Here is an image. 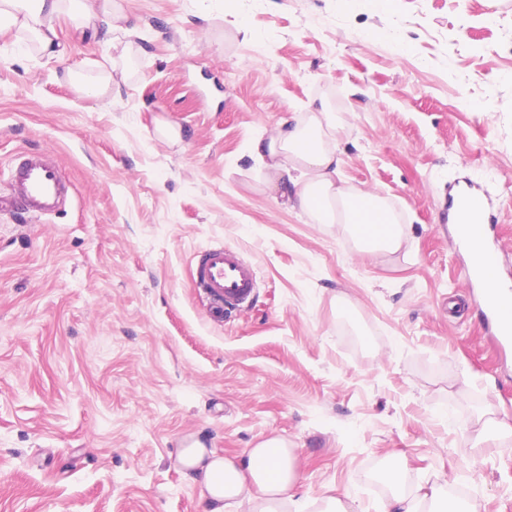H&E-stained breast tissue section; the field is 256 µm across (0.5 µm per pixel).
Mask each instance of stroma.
Here are the masks:
<instances>
[{
	"label": "stroma",
	"instance_id": "obj_1",
	"mask_svg": "<svg viewBox=\"0 0 512 512\" xmlns=\"http://www.w3.org/2000/svg\"><path fill=\"white\" fill-rule=\"evenodd\" d=\"M121 2L108 44L62 14L53 59L0 31V192L23 149L72 184L58 214L0 213V512H208L176 465L191 434L230 457L280 439L281 512H377L396 457L404 492L512 512L490 427L512 421V351L448 222L449 186L479 184L512 286V0ZM111 63L130 78L78 90ZM320 104L341 180L386 199L406 251L361 253L267 189L251 140ZM218 244L257 272L221 325L191 282Z\"/></svg>",
	"mask_w": 512,
	"mask_h": 512
}]
</instances>
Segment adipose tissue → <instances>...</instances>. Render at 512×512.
I'll return each mask as SVG.
<instances>
[{"instance_id":"adipose-tissue-1","label":"adipose tissue","mask_w":512,"mask_h":512,"mask_svg":"<svg viewBox=\"0 0 512 512\" xmlns=\"http://www.w3.org/2000/svg\"><path fill=\"white\" fill-rule=\"evenodd\" d=\"M67 0H0V29L13 28L29 37L36 52L52 58L60 54L55 17L64 13ZM77 26L97 23L102 38H109L126 15L118 0H76ZM335 121L326 109L310 112L299 124L281 123L274 134L255 138L251 157L267 170L269 183L286 202L323 224L345 225L363 253L395 254L406 249L410 234L380 195L337 185L340 160L324 139ZM180 464L199 485L210 512H278L296 484L292 459L278 439L249 449L244 459L217 455L200 444L180 452ZM402 463L394 461L378 472L380 483L395 493L382 512H425V501L446 504L442 487L429 498L401 491Z\"/></svg>"}]
</instances>
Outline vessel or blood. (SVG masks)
<instances>
[{"label": "vessel or blood", "mask_w": 512, "mask_h": 512, "mask_svg": "<svg viewBox=\"0 0 512 512\" xmlns=\"http://www.w3.org/2000/svg\"><path fill=\"white\" fill-rule=\"evenodd\" d=\"M70 195L62 168L47 152L21 151L11 168L10 195L0 196V211L20 210L37 216L61 211ZM448 208L456 219L454 233L461 247L481 242L482 260L470 268L473 288H483L486 278L497 272L500 248L490 242V231L497 218L479 188L467 186L453 190ZM192 285L209 301L213 321L225 318L250 303L256 285V271L238 252L221 246L197 254L192 266ZM485 314L495 329L500 344L512 343V303L498 300L486 303Z\"/></svg>", "instance_id": "vessel-or-blood-1"}]
</instances>
